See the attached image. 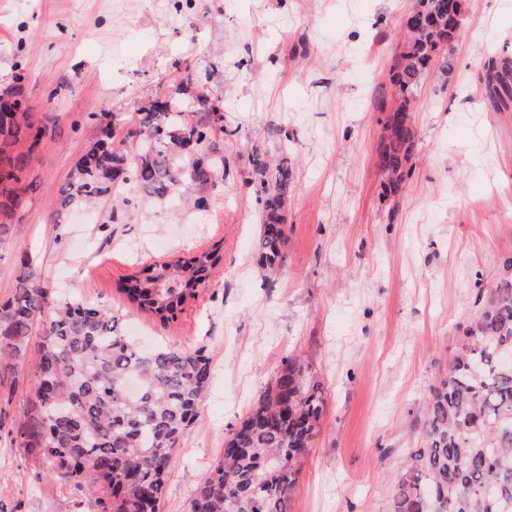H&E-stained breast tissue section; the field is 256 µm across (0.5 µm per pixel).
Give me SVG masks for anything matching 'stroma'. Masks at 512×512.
Returning a JSON list of instances; mask_svg holds the SVG:
<instances>
[{
	"label": "stroma",
	"mask_w": 512,
	"mask_h": 512,
	"mask_svg": "<svg viewBox=\"0 0 512 512\" xmlns=\"http://www.w3.org/2000/svg\"><path fill=\"white\" fill-rule=\"evenodd\" d=\"M465 4L451 73L432 66L415 91L412 173L393 198L378 146L413 0H0V89H16L50 129L0 237V304L26 255L49 288L112 308L142 346L209 349L211 387L167 474L163 512H186L288 356L325 397L288 512H391L430 392L467 342L479 290L512 255V111H496L480 80L490 54L512 62V0ZM187 70L210 73L224 109L227 167L202 189L208 208L143 197L116 214L106 200L55 224L59 188L99 138L89 113H110L124 135ZM255 145L291 169L271 274L258 264ZM216 246L220 266L176 323L127 304L126 275ZM35 390L30 360L0 368L8 417ZM94 508L0 431V512Z\"/></svg>",
	"instance_id": "obj_1"
}]
</instances>
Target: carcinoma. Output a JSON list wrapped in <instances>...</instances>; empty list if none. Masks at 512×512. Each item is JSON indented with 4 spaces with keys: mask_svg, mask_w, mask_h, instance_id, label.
I'll list each match as a JSON object with an SVG mask.
<instances>
[{
    "mask_svg": "<svg viewBox=\"0 0 512 512\" xmlns=\"http://www.w3.org/2000/svg\"><path fill=\"white\" fill-rule=\"evenodd\" d=\"M465 3L415 0L404 45L390 80L397 101L381 142L384 189L399 194L410 174L414 131L406 112L421 78L435 63L449 73ZM498 109L512 101V71L485 73ZM210 88L179 79L173 94L138 109L136 127L115 140L103 112V138L59 190L54 217L63 224L75 207L104 198L127 206L146 194L179 193L195 206V188L224 175L216 133L224 115ZM0 125V235L10 231L14 201L27 190L28 153L47 128L32 130L26 102ZM30 140L27 152L16 145ZM261 201L259 264L268 273L283 261L288 159L271 163L266 149L251 150ZM220 249L155 264L124 278L122 293L161 322L196 299L220 264ZM18 288L0 306V362L27 356L34 330L36 399L8 428L11 443L37 452L48 472L71 491L94 500L97 512H162L164 477L195 419L211 381L206 346L159 345L145 351L125 336L111 309L76 296L52 297L24 256ZM481 311L468 326V343L433 387L422 448L396 482L391 512H512V278L479 296ZM325 400L318 382L288 356L247 417L225 440L222 457L189 502L192 512H288L299 460L316 436Z\"/></svg>",
    "mask_w": 512,
    "mask_h": 512,
    "instance_id": "cac0c4a2",
    "label": "carcinoma"
}]
</instances>
